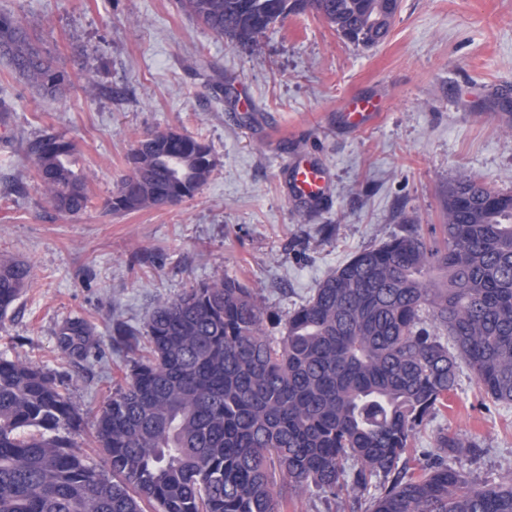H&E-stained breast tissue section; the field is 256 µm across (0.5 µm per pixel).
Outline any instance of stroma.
<instances>
[{
	"instance_id": "1",
	"label": "stroma",
	"mask_w": 512,
	"mask_h": 512,
	"mask_svg": "<svg viewBox=\"0 0 512 512\" xmlns=\"http://www.w3.org/2000/svg\"><path fill=\"white\" fill-rule=\"evenodd\" d=\"M0 13L27 24L77 87L42 95L0 58L9 108L0 261L32 269L0 318V357L46 365L84 418L125 380L132 353L115 323L144 330L157 301L229 276L254 290L268 333L279 335L288 311L353 255L397 235L403 217L440 223L455 178L512 190V0H400L388 38L371 49L311 11L249 47L216 36L177 0H0ZM354 95L383 103L361 131L343 117ZM47 128L78 144L71 167L94 205L73 217L53 210L25 152L26 138ZM167 128L210 147L206 184L178 203L108 212L136 142ZM298 155L328 169L325 201L286 195L279 162ZM75 319L90 329L82 357L59 348ZM441 427L480 442L478 481L512 479V405L481 399L469 371L422 428L410 467ZM368 500L309 488L295 512H367Z\"/></svg>"
}]
</instances>
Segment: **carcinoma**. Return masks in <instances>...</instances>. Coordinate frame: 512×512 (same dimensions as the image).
I'll return each mask as SVG.
<instances>
[{
    "instance_id": "carcinoma-1",
    "label": "carcinoma",
    "mask_w": 512,
    "mask_h": 512,
    "mask_svg": "<svg viewBox=\"0 0 512 512\" xmlns=\"http://www.w3.org/2000/svg\"><path fill=\"white\" fill-rule=\"evenodd\" d=\"M238 46L290 14L314 10L344 39L381 43L399 0H179ZM0 56L40 93L70 77L20 20L0 14ZM38 185L59 213L92 206L71 168L75 143L44 130L26 143ZM105 207L132 213L194 196L215 161L175 130L139 140ZM444 222L419 224L364 249L264 327L254 291L227 276L156 303L144 353L100 409L87 463L70 434L84 420L44 366L0 357V512H289L296 492L328 497L346 483L374 490L370 512H512V481L489 485L448 464L482 452L446 428L426 463L406 458L447 407L465 363L494 403L512 404V190L470 177L448 184ZM30 266L0 261V319ZM89 328L73 320L63 351L81 356Z\"/></svg>"
}]
</instances>
